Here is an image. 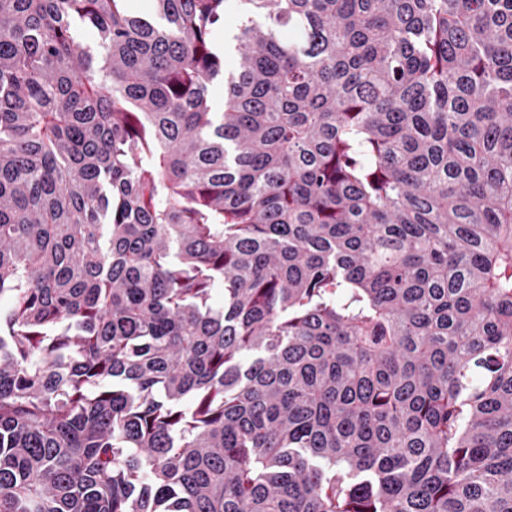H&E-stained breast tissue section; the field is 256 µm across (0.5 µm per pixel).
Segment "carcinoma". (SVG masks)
Masks as SVG:
<instances>
[{
    "instance_id": "1",
    "label": "carcinoma",
    "mask_w": 512,
    "mask_h": 512,
    "mask_svg": "<svg viewBox=\"0 0 512 512\" xmlns=\"http://www.w3.org/2000/svg\"><path fill=\"white\" fill-rule=\"evenodd\" d=\"M1 301L0 512H512V0H0Z\"/></svg>"
}]
</instances>
